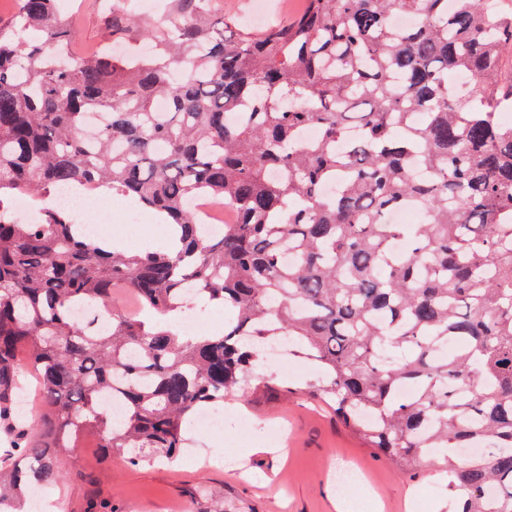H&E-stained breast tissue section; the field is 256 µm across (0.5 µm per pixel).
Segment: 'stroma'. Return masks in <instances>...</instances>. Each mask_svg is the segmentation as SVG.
<instances>
[{
    "label": "stroma",
    "mask_w": 512,
    "mask_h": 512,
    "mask_svg": "<svg viewBox=\"0 0 512 512\" xmlns=\"http://www.w3.org/2000/svg\"><path fill=\"white\" fill-rule=\"evenodd\" d=\"M57 2L77 31L74 53L137 46L133 35L113 40L101 0ZM99 227L147 250L166 233L163 225L144 224L129 236L123 216L112 209ZM318 375L317 366L294 357L284 370L258 361L245 389L225 401L222 433L186 423L194 459L132 465L105 457L88 440L66 453L61 481L46 491L62 499L65 512H89L100 503L117 512H336L333 472L355 467L374 484L376 512H448L447 494H430L436 481L429 468L399 472L335 414L317 408L307 386Z\"/></svg>",
    "instance_id": "1"
}]
</instances>
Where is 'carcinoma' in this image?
<instances>
[{
    "instance_id": "cac0c4a2",
    "label": "carcinoma",
    "mask_w": 512,
    "mask_h": 512,
    "mask_svg": "<svg viewBox=\"0 0 512 512\" xmlns=\"http://www.w3.org/2000/svg\"><path fill=\"white\" fill-rule=\"evenodd\" d=\"M306 2L259 35L209 0H175L143 29L114 12L151 51L72 62L56 0H21L0 29V501L13 512L85 439L133 465L174 458L184 421L283 339L320 368L313 394L398 471L429 463L453 512H512V85L498 80L512 13ZM397 15L417 23L397 29ZM69 183L167 214L179 250L106 253L53 208L12 218L18 196ZM203 195L240 214L220 237L189 206ZM400 208L424 223L391 222ZM112 283L157 317L191 295L233 317L198 338L114 308L92 333L72 307H108ZM31 379L38 428L17 409Z\"/></svg>"
}]
</instances>
